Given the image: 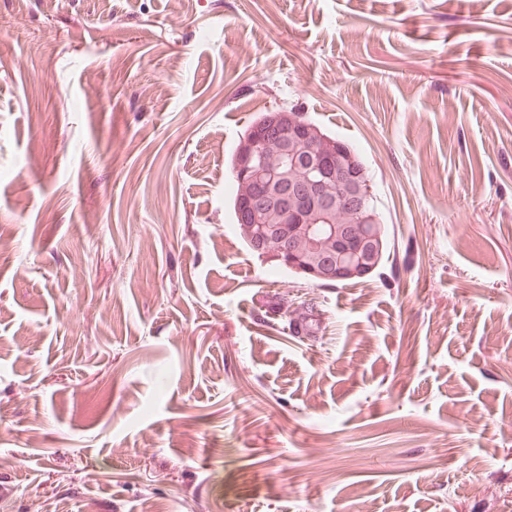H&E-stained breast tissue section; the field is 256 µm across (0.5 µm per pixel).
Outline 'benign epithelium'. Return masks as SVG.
Listing matches in <instances>:
<instances>
[{
    "label": "benign epithelium",
    "mask_w": 512,
    "mask_h": 512,
    "mask_svg": "<svg viewBox=\"0 0 512 512\" xmlns=\"http://www.w3.org/2000/svg\"><path fill=\"white\" fill-rule=\"evenodd\" d=\"M271 137L282 144V163L268 165L261 147ZM303 168V177H289ZM236 175L255 187L242 198L237 216L242 224L259 228L260 257L294 268L308 279L343 281L365 276L382 258L378 219L358 206L369 192L352 159L332 143L315 139L313 129L285 108L272 111L251 129L237 155ZM358 207L357 233L350 224H332L329 217L341 205ZM280 213V223L267 216Z\"/></svg>",
    "instance_id": "7a95c632"
}]
</instances>
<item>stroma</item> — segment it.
<instances>
[{
	"label": "stroma",
	"instance_id": "35a3bbf8",
	"mask_svg": "<svg viewBox=\"0 0 512 512\" xmlns=\"http://www.w3.org/2000/svg\"><path fill=\"white\" fill-rule=\"evenodd\" d=\"M290 106L381 273L246 249ZM0 512H512V0H0ZM287 297L288 295L284 294L281 299L282 303H279L276 308L272 309V311L266 310L260 319V321H262L263 325L266 327L273 328L274 330L283 334H287V329H289L291 333H294L293 324L295 321H292L291 319L288 322L289 307ZM282 310L284 312H282Z\"/></svg>",
	"mask_w": 512,
	"mask_h": 512
}]
</instances>
